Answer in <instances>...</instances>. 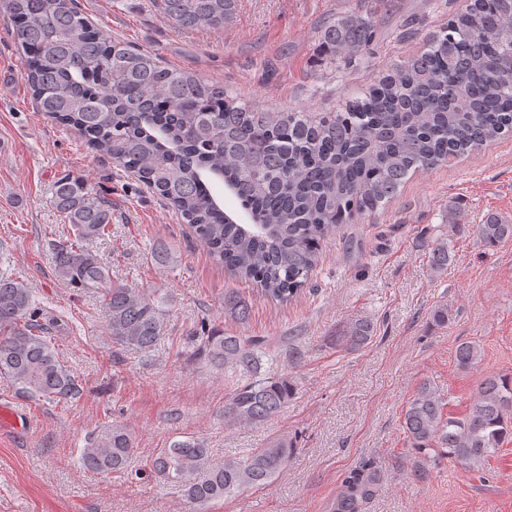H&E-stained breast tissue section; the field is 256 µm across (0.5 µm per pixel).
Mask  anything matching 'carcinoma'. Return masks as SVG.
<instances>
[{"instance_id":"obj_1","label":"carcinoma","mask_w":512,"mask_h":512,"mask_svg":"<svg viewBox=\"0 0 512 512\" xmlns=\"http://www.w3.org/2000/svg\"><path fill=\"white\" fill-rule=\"evenodd\" d=\"M185 30H222L237 0H156ZM16 27L24 56L23 80L40 111L76 129L87 146L130 170L189 224L212 259L271 301L286 302L307 283L322 242L337 225L375 212L393 200L410 174L461 158L512 132V0H470L465 10L430 33L418 55L397 60L349 99L318 119L298 110L263 111L188 72L161 67L154 54L129 47L95 27L77 0H0ZM376 36L372 16L339 15L321 29L329 59L350 67ZM221 182L240 200L251 223L224 211L209 184ZM52 204L71 233L51 243L59 280L100 291L112 340L151 350L165 324L164 301L112 277L90 244L109 232L112 203L67 176L56 180ZM483 244L512 238V222L487 213L477 225ZM428 259L448 271V239ZM41 306L28 285L0 274V377L48 401L76 399L77 378L43 335ZM248 304L224 294V313L243 322ZM374 327L356 321L352 348L368 343ZM194 355L215 366L255 376L259 341L214 328L192 340ZM478 348L457 347L459 366ZM286 380L256 379L224 401V422L258 424L292 396ZM446 400L420 386L404 413L412 450L441 455L474 469L512 435V377L490 376L462 417L444 412ZM134 439L114 425L81 449L80 467L110 474L128 469ZM293 446L275 441L244 458L211 460L204 441L188 437L159 451L152 472L205 505L270 484L288 467ZM333 512H360L375 492L360 468L345 478Z\"/></svg>"}]
</instances>
